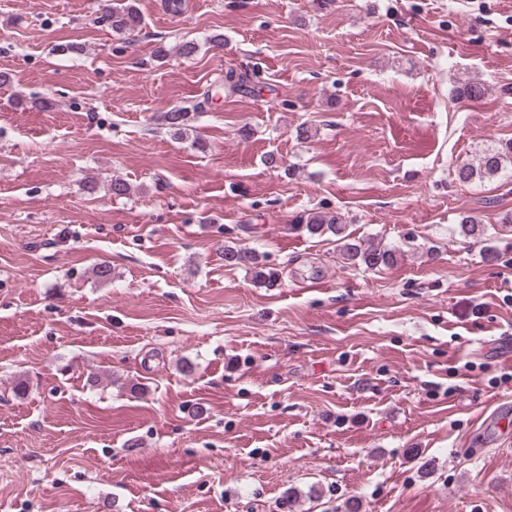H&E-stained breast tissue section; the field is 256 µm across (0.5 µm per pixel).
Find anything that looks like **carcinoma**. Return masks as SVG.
<instances>
[{
    "mask_svg": "<svg viewBox=\"0 0 512 512\" xmlns=\"http://www.w3.org/2000/svg\"><path fill=\"white\" fill-rule=\"evenodd\" d=\"M102 21L112 27V30L124 34L136 32L142 25L140 11L135 0L112 6L102 15ZM251 78L248 74L234 69L224 75L222 89L226 93L241 91ZM189 112L184 108H175L163 116V124L169 132L181 135L188 126ZM512 153V144L503 151L497 148L487 149L474 162H462L455 166V179L461 183H471L476 180L491 179L505 171L504 156ZM298 229L306 231L311 236L331 234L337 238L340 255L349 267H363L367 270H378L391 267L397 263V250L382 246L371 239L353 238L346 232L342 218L332 214L316 212L303 214L295 220ZM454 232L462 237H475L484 234V226L470 215H462ZM224 262L229 266H246L251 269L254 277L272 286L280 280V272L274 268H265L259 264L258 256L251 250L233 246L224 247Z\"/></svg>",
    "mask_w": 512,
    "mask_h": 512,
    "instance_id": "cac0c4a2",
    "label": "carcinoma"
}]
</instances>
